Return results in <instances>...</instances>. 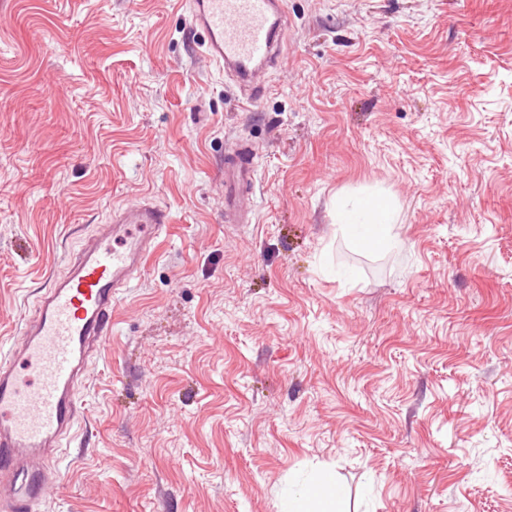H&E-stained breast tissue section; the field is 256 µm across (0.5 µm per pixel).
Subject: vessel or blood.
<instances>
[{
  "instance_id": "obj_1",
  "label": "vessel or blood",
  "mask_w": 512,
  "mask_h": 512,
  "mask_svg": "<svg viewBox=\"0 0 512 512\" xmlns=\"http://www.w3.org/2000/svg\"><path fill=\"white\" fill-rule=\"evenodd\" d=\"M206 57L250 98L255 74L282 50L284 0H191ZM254 147L239 142L224 160V221L247 224ZM162 206L140 201L112 209L92 241L42 289L7 351L0 353V512H38L61 478L60 450L82 412V389L112 331V306L143 272L169 229Z\"/></svg>"
}]
</instances>
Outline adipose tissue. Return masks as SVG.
Segmentation results:
<instances>
[{
  "label": "adipose tissue",
  "mask_w": 512,
  "mask_h": 512,
  "mask_svg": "<svg viewBox=\"0 0 512 512\" xmlns=\"http://www.w3.org/2000/svg\"><path fill=\"white\" fill-rule=\"evenodd\" d=\"M360 196L341 201L336 208L338 232L357 249L385 251L400 247L394 232L395 211L390 204L374 209ZM281 512H348L345 494L334 475L317 473L306 488L289 492Z\"/></svg>",
  "instance_id": "obj_1"
}]
</instances>
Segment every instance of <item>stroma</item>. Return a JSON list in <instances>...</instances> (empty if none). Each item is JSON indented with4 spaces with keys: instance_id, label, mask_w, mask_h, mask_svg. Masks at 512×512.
<instances>
[{
    "instance_id": "1",
    "label": "stroma",
    "mask_w": 512,
    "mask_h": 512,
    "mask_svg": "<svg viewBox=\"0 0 512 512\" xmlns=\"http://www.w3.org/2000/svg\"><path fill=\"white\" fill-rule=\"evenodd\" d=\"M286 15L249 102L188 0H0V346L111 207L172 217L39 512H280L321 469L350 512H512V0ZM373 191L397 250L336 230ZM254 147L246 141L239 142L224 158V222L225 224H250L251 212L244 206L247 191L254 178Z\"/></svg>"
}]
</instances>
